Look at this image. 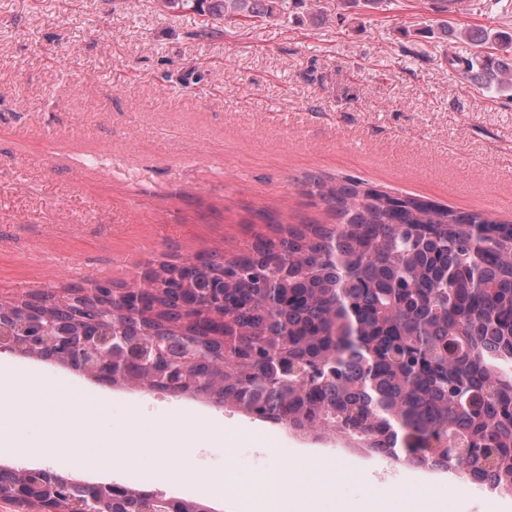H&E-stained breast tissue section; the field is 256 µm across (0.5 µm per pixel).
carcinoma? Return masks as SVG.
<instances>
[{
	"instance_id": "carcinoma-1",
	"label": "carcinoma",
	"mask_w": 512,
	"mask_h": 512,
	"mask_svg": "<svg viewBox=\"0 0 512 512\" xmlns=\"http://www.w3.org/2000/svg\"><path fill=\"white\" fill-rule=\"evenodd\" d=\"M191 11L204 27L276 19L305 0H156ZM387 0H336L381 11ZM440 38L471 49L448 69L495 98L512 100V33L459 31ZM332 224L290 225L227 260L240 273L193 258L149 269L112 297L113 351L129 348L156 372L185 363L200 384L191 395L297 432L323 431L393 459L446 470L466 464L471 481L512 491V224L486 211H460L390 194L354 178L318 181ZM59 328L88 343L102 335V308L81 287L44 292ZM42 309L0 313V324L40 319ZM123 485L100 506L62 494L59 512H211L198 501Z\"/></svg>"
}]
</instances>
